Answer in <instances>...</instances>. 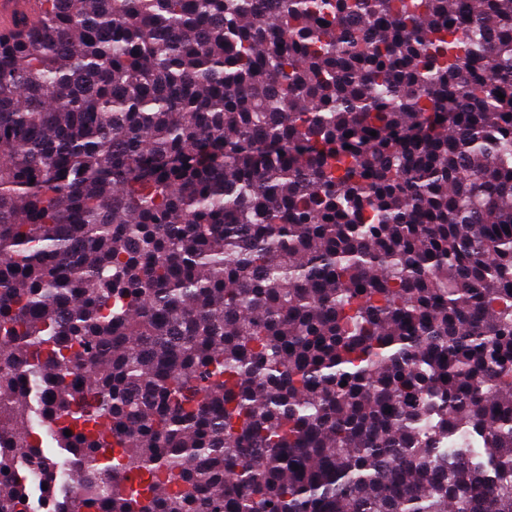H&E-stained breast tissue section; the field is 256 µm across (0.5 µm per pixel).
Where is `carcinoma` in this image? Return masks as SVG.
<instances>
[{"label": "carcinoma", "mask_w": 512, "mask_h": 512, "mask_svg": "<svg viewBox=\"0 0 512 512\" xmlns=\"http://www.w3.org/2000/svg\"><path fill=\"white\" fill-rule=\"evenodd\" d=\"M35 422L69 512H512V0L1 35L0 512Z\"/></svg>", "instance_id": "obj_1"}]
</instances>
